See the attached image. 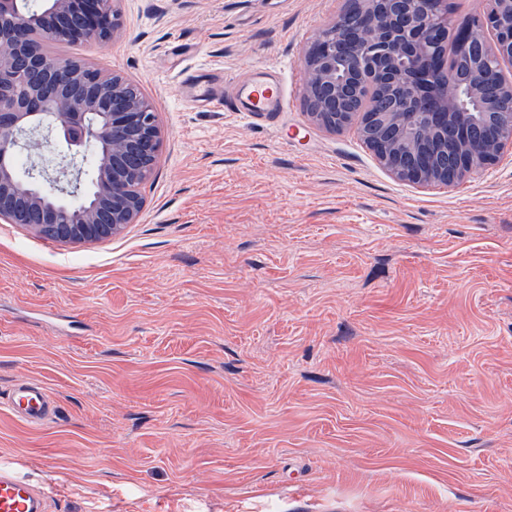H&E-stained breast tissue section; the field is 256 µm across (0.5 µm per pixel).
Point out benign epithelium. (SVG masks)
I'll return each mask as SVG.
<instances>
[{
  "mask_svg": "<svg viewBox=\"0 0 512 512\" xmlns=\"http://www.w3.org/2000/svg\"><path fill=\"white\" fill-rule=\"evenodd\" d=\"M112 0H0V221L61 244L108 240L136 223L140 163L156 159L163 131L150 101L128 81L86 63L49 55L50 41L99 42L121 23ZM304 51V99L329 131L352 126L396 180L448 188L496 164L512 148V0H482L457 30L448 0H360ZM467 62L450 93L447 58ZM500 85L490 93L486 72ZM478 111H462L461 98ZM64 150L52 170L19 156L32 144Z\"/></svg>",
  "mask_w": 512,
  "mask_h": 512,
  "instance_id": "benign-epithelium-1",
  "label": "benign epithelium"
}]
</instances>
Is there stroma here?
Here are the masks:
<instances>
[{
	"mask_svg": "<svg viewBox=\"0 0 512 512\" xmlns=\"http://www.w3.org/2000/svg\"><path fill=\"white\" fill-rule=\"evenodd\" d=\"M346 4L116 0L120 35L51 46L165 132L123 234L0 223V467L56 512H512V150L422 189L314 124L302 52ZM265 65L285 112L182 96ZM6 400L13 415L31 427L43 426L55 414L47 394L37 386L21 384Z\"/></svg>",
	"mask_w": 512,
	"mask_h": 512,
	"instance_id": "1",
	"label": "stroma"
}]
</instances>
